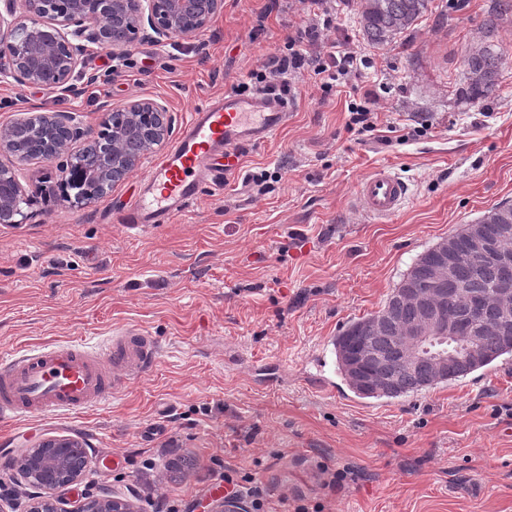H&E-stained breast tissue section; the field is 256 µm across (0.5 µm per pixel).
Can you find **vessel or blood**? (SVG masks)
I'll list each match as a JSON object with an SVG mask.
<instances>
[{"mask_svg": "<svg viewBox=\"0 0 512 512\" xmlns=\"http://www.w3.org/2000/svg\"><path fill=\"white\" fill-rule=\"evenodd\" d=\"M288 119L279 99L234 92L195 108L178 141L147 172L131 205L130 229L169 223L197 200L201 184L223 183L238 170L239 150L272 138ZM407 197L404 180L388 167L374 168L357 188V203L371 216H395ZM157 346L142 329L114 331L102 352L47 348L0 358V421L25 413L43 416L101 403L111 388L141 378L157 360Z\"/></svg>", "mask_w": 512, "mask_h": 512, "instance_id": "1", "label": "vessel or blood"}]
</instances>
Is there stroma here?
Returning a JSON list of instances; mask_svg holds the SVG:
<instances>
[{
	"instance_id": "35a3bbf8",
	"label": "stroma",
	"mask_w": 512,
	"mask_h": 512,
	"mask_svg": "<svg viewBox=\"0 0 512 512\" xmlns=\"http://www.w3.org/2000/svg\"><path fill=\"white\" fill-rule=\"evenodd\" d=\"M491 0H430L391 44L363 38L357 5L337 0L336 36L368 67L321 89L292 78L286 125L244 147L223 190L134 232L125 216L160 151L97 202L59 195L60 161L22 164L40 183L23 224H0V354L37 346L97 351L140 328L159 354L142 378L79 413L0 424V492L31 443L85 440L84 488L134 491L139 512H209L220 474L246 478L265 512H512V357L395 399H362L336 369L332 340L379 310L412 260L490 207L512 203V17L498 20L495 95L461 100L467 48ZM299 0H224L205 31L87 59L77 99L0 85V123L20 103L77 110L97 127L103 100L164 101L180 135L202 102L246 85L260 55L285 49ZM379 98L373 132L348 130L353 86ZM387 165L407 183L385 219L357 206L358 183ZM264 174L263 183L252 180Z\"/></svg>"
}]
</instances>
